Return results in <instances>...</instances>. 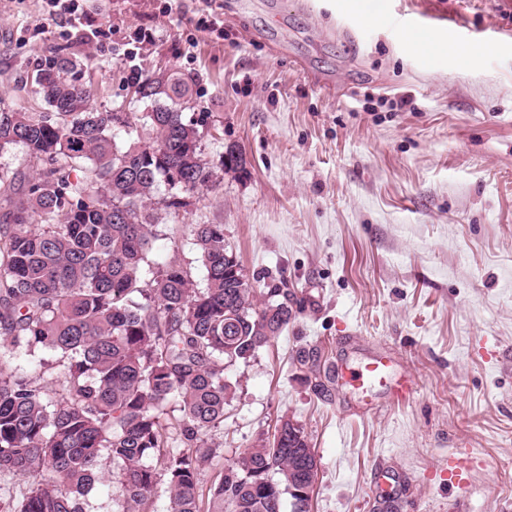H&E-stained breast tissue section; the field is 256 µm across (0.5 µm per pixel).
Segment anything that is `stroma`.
<instances>
[{
  "mask_svg": "<svg viewBox=\"0 0 512 512\" xmlns=\"http://www.w3.org/2000/svg\"><path fill=\"white\" fill-rule=\"evenodd\" d=\"M80 3L91 22L73 27L45 0H0V98L46 111L33 78L60 49L94 107L129 121L151 107L133 75L180 78L208 159L243 166L160 210L153 259L202 276L191 227L223 225L246 272L298 308L228 372L201 503L285 415L318 459L312 512H512V0H374L368 29L344 0ZM214 13L223 30L205 29ZM433 19L465 39L431 63L403 32ZM492 29L506 35L486 53L474 35ZM379 353L410 399L369 406L347 384ZM459 452L476 465L452 488Z\"/></svg>",
  "mask_w": 512,
  "mask_h": 512,
  "instance_id": "stroma-1",
  "label": "stroma"
}]
</instances>
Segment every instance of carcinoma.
Listing matches in <instances>:
<instances>
[{
    "mask_svg": "<svg viewBox=\"0 0 512 512\" xmlns=\"http://www.w3.org/2000/svg\"><path fill=\"white\" fill-rule=\"evenodd\" d=\"M79 66L58 53L37 73L50 112L0 101V155L19 146L31 168L0 166V474L33 479L0 512H83L104 455L117 468L118 512H144L162 480L167 512H201L200 466L218 454L211 432L236 393L225 364L250 361L296 311L278 286L260 299L245 269L227 270L222 224L195 225L201 285L180 260L150 258L159 207L212 188L242 159H206L195 123L160 104L187 96L169 78L136 84L154 102L141 120L155 137L117 144L118 113L93 107ZM15 349L52 359L31 377L11 368ZM56 370L62 393L52 401L44 375ZM289 422L228 463L206 512H282L295 500L290 489L310 481L318 460Z\"/></svg>",
    "mask_w": 512,
    "mask_h": 512,
    "instance_id": "cac0c4a2",
    "label": "carcinoma"
}]
</instances>
